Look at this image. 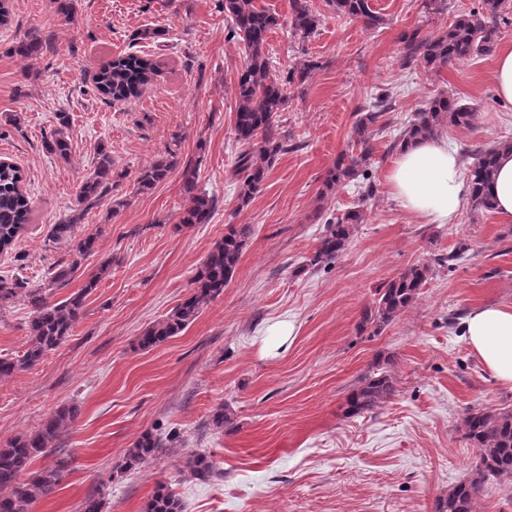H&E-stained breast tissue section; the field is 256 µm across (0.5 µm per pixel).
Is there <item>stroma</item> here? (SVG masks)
I'll list each match as a JSON object with an SVG mask.
<instances>
[{
	"label": "stroma",
	"instance_id": "obj_1",
	"mask_svg": "<svg viewBox=\"0 0 512 512\" xmlns=\"http://www.w3.org/2000/svg\"><path fill=\"white\" fill-rule=\"evenodd\" d=\"M259 2L280 17L266 45L276 73L308 60L316 67L277 113L287 149L244 206L234 112L246 51L228 39L231 20L218 0H73L68 16L55 0H10L11 22L0 26V158L21 168L31 213L0 251V278L44 284L68 252L50 231L77 209L99 151L121 175L74 228L78 237L99 232L96 251L49 296L58 302L98 276L82 318L35 368L0 378V445L34 433L59 407L79 409L61 436L70 470L32 512H81L91 495L105 512H145L160 483L185 512H435L479 459L461 432L466 414L512 409V385L484 370L461 326L475 305H512V219L467 205L457 223L431 224L401 209L385 179L396 138L442 91L477 109L473 128L448 131L461 151L512 140V104L494 91L496 52L438 71L402 58L403 34L445 30L478 0H450L440 14L427 13L424 0H370L384 19L375 29L310 0L320 25L303 43L291 35V0ZM157 26L163 38L134 41ZM32 32L48 48L32 58L16 54ZM127 53L157 61L160 74L140 98L114 103L93 77ZM382 93L392 105L373 142L369 181L323 194L357 113ZM62 112L71 145L65 159L45 147ZM172 146L181 164L196 165L198 191L217 201L208 223L181 224L180 167L151 190H135L140 171ZM367 188L366 218L350 246L328 266H309L327 221L356 206ZM244 224L246 246L223 294L177 336L140 349L145 328L190 294L227 228ZM456 251L454 271L437 269L410 310L379 334L360 331L363 312L391 278ZM31 321L24 300L0 307V357L23 353ZM288 321L294 331L285 337L277 327ZM387 358L395 396L375 413L345 417L358 377ZM219 407L228 421L215 430L208 421ZM155 429L176 431L179 443L121 469L126 449ZM193 450L215 463L207 483L185 467Z\"/></svg>",
	"mask_w": 512,
	"mask_h": 512
}]
</instances>
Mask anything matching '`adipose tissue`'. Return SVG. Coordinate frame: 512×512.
Segmentation results:
<instances>
[{
  "instance_id": "1",
  "label": "adipose tissue",
  "mask_w": 512,
  "mask_h": 512,
  "mask_svg": "<svg viewBox=\"0 0 512 512\" xmlns=\"http://www.w3.org/2000/svg\"><path fill=\"white\" fill-rule=\"evenodd\" d=\"M386 182L404 210L435 224L456 223L470 193L461 152L438 134L406 143ZM463 326L485 370L497 381L512 385V305L475 306Z\"/></svg>"
}]
</instances>
